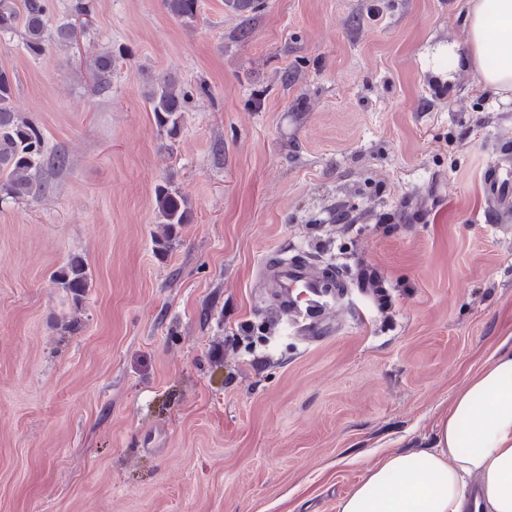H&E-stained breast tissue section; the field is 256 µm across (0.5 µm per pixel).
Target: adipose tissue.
<instances>
[{
	"mask_svg": "<svg viewBox=\"0 0 512 512\" xmlns=\"http://www.w3.org/2000/svg\"><path fill=\"white\" fill-rule=\"evenodd\" d=\"M466 49L449 67L484 91L512 97V0H468ZM424 456L390 453L370 466L340 512H512V350L472 372ZM479 494L469 499L468 478Z\"/></svg>",
	"mask_w": 512,
	"mask_h": 512,
	"instance_id": "obj_1",
	"label": "adipose tissue"
}]
</instances>
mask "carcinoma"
Wrapping results in <instances>:
<instances>
[{"instance_id": "obj_1", "label": "carcinoma", "mask_w": 512, "mask_h": 512, "mask_svg": "<svg viewBox=\"0 0 512 512\" xmlns=\"http://www.w3.org/2000/svg\"><path fill=\"white\" fill-rule=\"evenodd\" d=\"M168 12L178 18L194 17L197 0H165ZM47 0H0V32L23 29L27 51L39 56L49 40L46 16ZM54 41L60 46H72L78 41L75 25L68 23L57 29ZM112 53L98 54L91 63L93 81L101 89L110 87L112 78ZM15 75L0 69V199L20 200L36 198L42 188L41 174L47 166H61L65 156L48 155L44 149L41 130L14 106ZM189 94L178 80L171 76L161 78L149 93L148 100L157 125L169 137L178 135ZM155 210L159 223L169 234L178 224L188 222L191 207L187 196L176 189L160 185L155 191ZM52 281L73 293L87 288L86 263L74 256L54 271Z\"/></svg>"}]
</instances>
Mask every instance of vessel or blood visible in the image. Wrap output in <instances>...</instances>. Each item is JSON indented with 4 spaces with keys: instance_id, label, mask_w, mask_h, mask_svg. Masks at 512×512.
Wrapping results in <instances>:
<instances>
[{
    "instance_id": "b4317fda",
    "label": "vessel or blood",
    "mask_w": 512,
    "mask_h": 512,
    "mask_svg": "<svg viewBox=\"0 0 512 512\" xmlns=\"http://www.w3.org/2000/svg\"><path fill=\"white\" fill-rule=\"evenodd\" d=\"M484 182L489 198L502 216L512 215V172L493 166L486 171ZM260 272L303 344L314 345L332 335V317L348 286L340 269L307 256L288 258L271 254L262 260Z\"/></svg>"
}]
</instances>
